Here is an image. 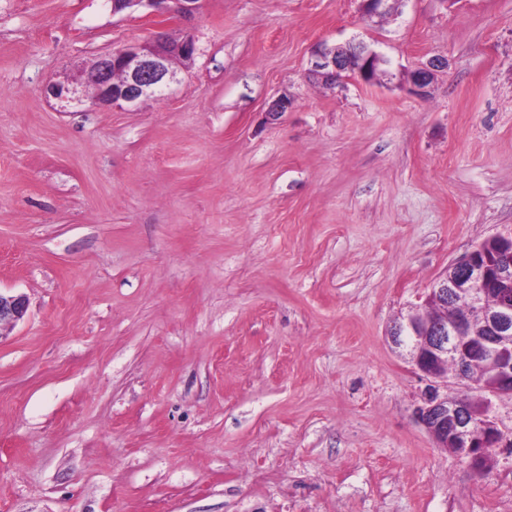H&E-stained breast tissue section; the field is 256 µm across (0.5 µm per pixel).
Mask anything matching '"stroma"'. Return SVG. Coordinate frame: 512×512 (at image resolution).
Instances as JSON below:
<instances>
[{"label": "stroma", "mask_w": 512, "mask_h": 512, "mask_svg": "<svg viewBox=\"0 0 512 512\" xmlns=\"http://www.w3.org/2000/svg\"><path fill=\"white\" fill-rule=\"evenodd\" d=\"M199 5L0 0V512H512V449L435 447L385 337L512 231V0ZM163 32L196 45L164 97L48 95ZM352 40L392 80L312 83ZM169 2L175 4L173 11L180 17H192L199 10V0H113V7L114 12H119L125 7L145 3V5L153 7L159 13L158 16H162L171 10L167 5ZM446 66L447 63L445 60L440 58L432 59L427 64H423L413 71L410 77V83L417 92L421 95H426L427 88L433 82L435 73ZM27 310L22 295H5L0 292V326L21 319Z\"/></svg>", "instance_id": "obj_1"}]
</instances>
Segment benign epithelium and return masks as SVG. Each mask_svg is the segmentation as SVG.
<instances>
[{"label": "benign epithelium", "mask_w": 512, "mask_h": 512, "mask_svg": "<svg viewBox=\"0 0 512 512\" xmlns=\"http://www.w3.org/2000/svg\"><path fill=\"white\" fill-rule=\"evenodd\" d=\"M366 16H381L400 0H360ZM145 4L164 14L192 17L199 0H113L114 11ZM195 42L190 37L144 43L111 51L94 58L77 78L65 77L49 85V95L65 103L91 99L96 106L136 108L159 97L179 82L175 66L186 67L194 59ZM387 60L368 45H346L317 50L309 73L313 80L335 86L348 74L373 85L387 75ZM447 66L436 58L415 69L410 83L424 95L435 73ZM459 298L481 313L482 324L473 328L463 320H432L433 301L446 303ZM27 310L22 295L0 293V325L21 319ZM387 336L401 350L427 385L421 393L415 417L438 448L453 445L456 453L478 471L493 448H509L512 439L492 415L493 402L512 397V232L476 245L454 260L448 271L419 297V303L389 326ZM479 365L493 368L488 383L471 378ZM453 375H448V368ZM452 378L468 394L450 397L439 381Z\"/></svg>", "instance_id": "7a95c632"}]
</instances>
